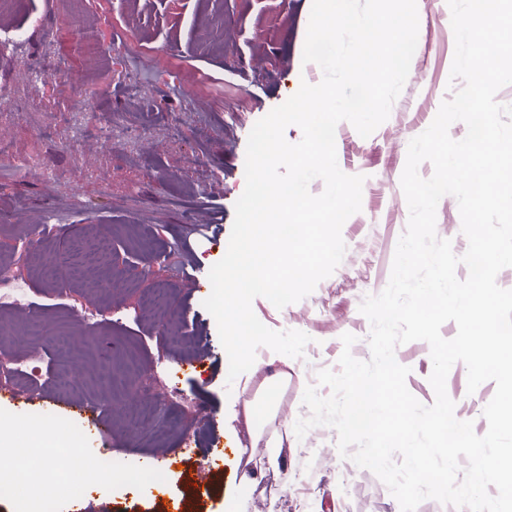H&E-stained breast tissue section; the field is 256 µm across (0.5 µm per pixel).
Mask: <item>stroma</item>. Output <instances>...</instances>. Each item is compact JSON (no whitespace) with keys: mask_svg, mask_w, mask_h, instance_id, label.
Returning a JSON list of instances; mask_svg holds the SVG:
<instances>
[{"mask_svg":"<svg viewBox=\"0 0 512 512\" xmlns=\"http://www.w3.org/2000/svg\"><path fill=\"white\" fill-rule=\"evenodd\" d=\"M313 0H22L0 7V31L20 33L0 43V138L15 157L38 155L47 171L23 170L0 159V268L24 284L26 309L0 304V357L28 358L16 398L0 399V445L11 441V424L34 425L43 442L84 443L85 411L107 420L103 442L119 475L138 470L146 458L165 454L164 497H136L128 485L102 486L84 474L83 512H400L385 484L370 470L342 458L332 427L311 428L297 438L289 428L308 418L302 397L317 385L320 369L338 370L356 338L353 357L371 356L369 320L359 307L387 286L409 208L400 179L408 145L425 131L441 103L461 89L451 80L455 39L447 0H417L418 41L408 78L390 114L369 137L346 121L336 128L337 163L364 176L362 205L342 227L346 251L332 275L284 308L255 298L257 318L274 331L298 330L310 341L292 359L288 379L274 396L261 391L279 365L261 364L228 380V357L204 296L190 276L207 280L228 248L235 203L245 188L247 140L257 121L295 94L301 83L318 84L323 71L302 60ZM81 16L98 37L100 61L87 71L80 58ZM84 26V27H85ZM179 57L181 70L158 64L151 48ZM67 64L48 80L26 81L56 58ZM202 69L224 86V97L193 99L186 73ZM65 101L84 108L83 119L111 117L136 143L102 136L65 148L42 128L58 123ZM181 135L170 139L168 127ZM208 137H200V127ZM108 246L92 252L96 232ZM436 234L456 255L468 242L455 197L441 198ZM123 272L112 288L94 279L110 268ZM165 287L176 333L161 332L160 317L144 296ZM396 360L409 367V391L432 404L430 347L423 341L397 346ZM158 376L180 392L181 413L165 412L156 424L133 428L128 409H150L140 375ZM258 396L251 445L243 420L242 388ZM455 414L476 434L488 424L483 410L494 382L467 390V368L455 363L446 380ZM254 446L271 457L264 479L234 502L224 491L238 486L239 449ZM39 495L52 512H70L71 500L56 477L42 471Z\"/></svg>","mask_w":512,"mask_h":512,"instance_id":"stroma-1","label":"stroma"}]
</instances>
